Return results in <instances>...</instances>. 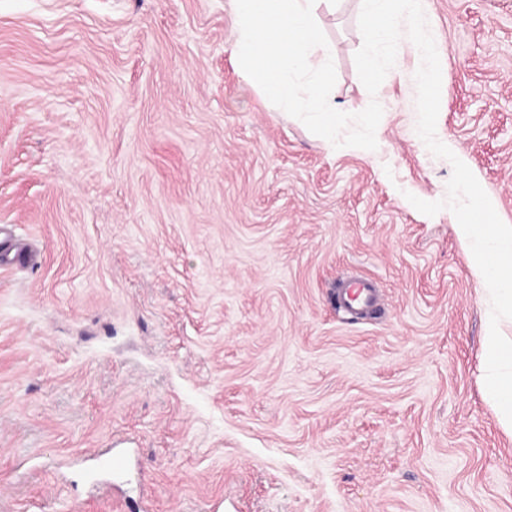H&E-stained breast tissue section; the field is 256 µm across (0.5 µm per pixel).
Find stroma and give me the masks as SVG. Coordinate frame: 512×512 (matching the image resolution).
<instances>
[{
    "label": "stroma",
    "instance_id": "1",
    "mask_svg": "<svg viewBox=\"0 0 512 512\" xmlns=\"http://www.w3.org/2000/svg\"><path fill=\"white\" fill-rule=\"evenodd\" d=\"M438 139L512 225V0H422ZM317 0L334 148L238 63L233 0H0V512H512L483 279L416 132L421 60L361 83ZM377 283L349 314L339 282ZM129 448L111 490L80 469Z\"/></svg>",
    "mask_w": 512,
    "mask_h": 512
}]
</instances>
